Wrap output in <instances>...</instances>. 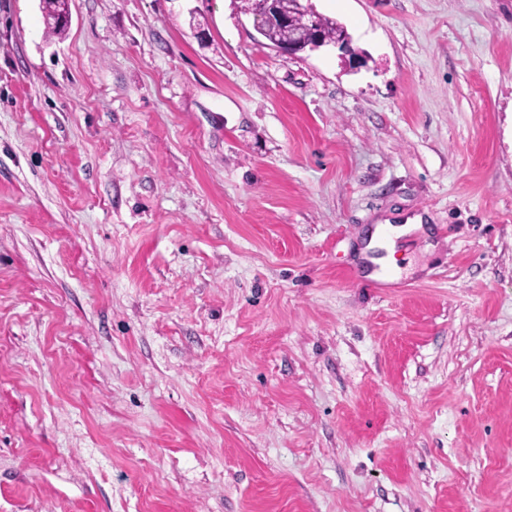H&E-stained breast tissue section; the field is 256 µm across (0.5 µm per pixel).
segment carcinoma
<instances>
[{
    "instance_id": "obj_1",
    "label": "carcinoma",
    "mask_w": 512,
    "mask_h": 512,
    "mask_svg": "<svg viewBox=\"0 0 512 512\" xmlns=\"http://www.w3.org/2000/svg\"><path fill=\"white\" fill-rule=\"evenodd\" d=\"M46 25L50 33L58 34L65 31L68 9L64 0H44ZM313 9L304 8L292 13L288 24L280 25L269 22H259L258 33L271 44H284L288 41L294 44L307 47L314 42L316 35L330 44L336 41L345 43L350 41L347 28L334 18L324 14L318 16L319 32H313L312 16Z\"/></svg>"
}]
</instances>
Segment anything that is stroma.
I'll return each mask as SVG.
<instances>
[{
  "mask_svg": "<svg viewBox=\"0 0 512 512\" xmlns=\"http://www.w3.org/2000/svg\"><path fill=\"white\" fill-rule=\"evenodd\" d=\"M311 2L0 0V512H512V0ZM43 9L45 10V20L49 32L58 34L65 31L69 13L64 0H44ZM304 0H260L258 1L256 15L265 19H281L292 9H301ZM313 8L314 6L311 3L309 9L304 7L302 10H295L287 25L264 22L261 19L259 27L256 29L262 37L273 45L288 43L289 32L291 42L297 46L307 47L310 43L314 42L317 35L313 32L314 27L312 26ZM318 14L319 25L317 28L320 30L319 34L326 43L334 44L338 40L349 43L350 35L342 23L319 12ZM338 43L341 44V42L336 43L337 47L339 46ZM422 218L419 216H415L414 218H409L406 220L405 224H399L397 226H392L394 224H381V225H387V226H381L377 227L375 229L374 234L372 235L370 239V243L368 245V248H371L374 246L376 241L382 236V235H388L390 238V241L392 243V247L394 246L393 239L399 238L406 233L410 232L413 229L421 228L422 225Z\"/></svg>",
  "mask_w": 512,
  "mask_h": 512,
  "instance_id": "1",
  "label": "stroma"
}]
</instances>
